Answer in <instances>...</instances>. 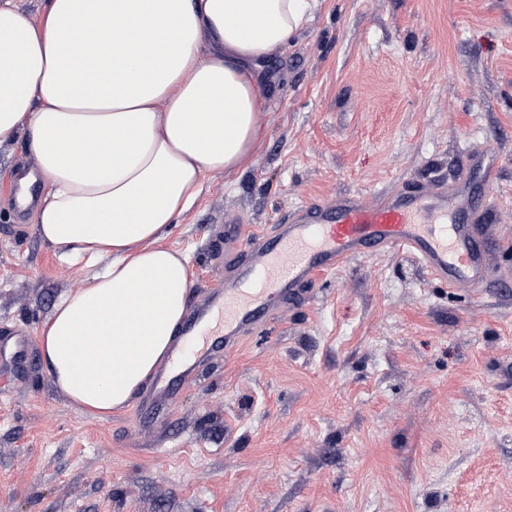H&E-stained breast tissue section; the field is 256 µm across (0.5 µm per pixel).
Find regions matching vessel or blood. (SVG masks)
I'll list each match as a JSON object with an SVG mask.
<instances>
[{
  "label": "vessel or blood",
  "instance_id": "1",
  "mask_svg": "<svg viewBox=\"0 0 512 512\" xmlns=\"http://www.w3.org/2000/svg\"><path fill=\"white\" fill-rule=\"evenodd\" d=\"M482 148L469 151L448 183H407L368 198L344 194L291 211L275 235H245L236 215L224 217V283L184 327L209 351L235 350L243 336L273 318L276 305L297 296L346 260L401 248L452 288L477 292L492 278L512 279L497 265L501 240L494 207L471 180ZM173 382L161 378L146 408L157 418L174 403Z\"/></svg>",
  "mask_w": 512,
  "mask_h": 512
}]
</instances>
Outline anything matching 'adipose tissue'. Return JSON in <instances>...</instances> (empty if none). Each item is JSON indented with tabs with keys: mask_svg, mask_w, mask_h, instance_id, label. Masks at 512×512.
Listing matches in <instances>:
<instances>
[{
	"mask_svg": "<svg viewBox=\"0 0 512 512\" xmlns=\"http://www.w3.org/2000/svg\"><path fill=\"white\" fill-rule=\"evenodd\" d=\"M312 3L46 0L35 24L0 0V147L35 159L40 238L101 267L37 336L74 404L123 409L167 358L192 285L163 241L206 174L244 168L259 147L256 72Z\"/></svg>",
	"mask_w": 512,
	"mask_h": 512,
	"instance_id": "adipose-tissue-1",
	"label": "adipose tissue"
}]
</instances>
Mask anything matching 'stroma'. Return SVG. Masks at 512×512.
<instances>
[{
    "label": "stroma",
    "mask_w": 512,
    "mask_h": 512,
    "mask_svg": "<svg viewBox=\"0 0 512 512\" xmlns=\"http://www.w3.org/2000/svg\"><path fill=\"white\" fill-rule=\"evenodd\" d=\"M266 134L211 174L168 247L191 304L224 282V215L273 231L292 210L402 181H447L468 151L512 267V0H321L264 62ZM22 147H0V512H512V287L480 294L394 249L348 260L232 354L205 356L167 417L143 395L83 412L37 331L92 270L59 260L13 206Z\"/></svg>",
    "instance_id": "obj_1"
}]
</instances>
